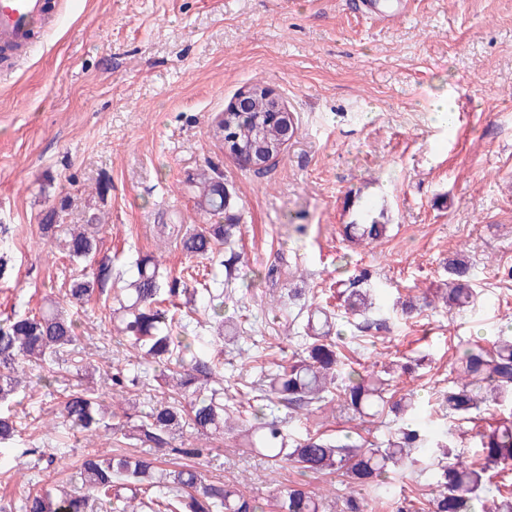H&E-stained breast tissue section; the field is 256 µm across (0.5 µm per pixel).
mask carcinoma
I'll return each instance as SVG.
<instances>
[{"label":"carcinoma","instance_id":"1","mask_svg":"<svg viewBox=\"0 0 512 512\" xmlns=\"http://www.w3.org/2000/svg\"><path fill=\"white\" fill-rule=\"evenodd\" d=\"M254 112L237 123L240 142L275 141L278 129L267 124L261 98L253 100ZM67 198L43 216V229L66 251L71 262L81 266L79 275L68 282L67 295L77 303L103 293L112 280L107 264L92 267L99 240L93 223L72 226L59 223ZM198 206L210 215L225 213L224 224H203L180 239L182 250L192 257L224 268L219 280L207 270L191 268L183 279L168 280L150 255L135 261L136 276L127 283L126 300L113 310L119 329L134 340L151 364L168 372L173 392L189 399L156 404L135 421L127 420L128 438L151 448H166L188 464L167 470L157 459L134 455L86 453L79 463L81 486L74 490H33L22 499L20 512H93L110 507L112 512H265L256 500L236 486L222 481L206 482L190 465L209 452L207 448H177L173 435L189 427L201 433L224 434L230 405L224 403V379L216 364L197 351L201 336L189 334L192 317L175 299L194 284L193 293L204 299L203 315L221 329L229 322L224 310V288L239 279L235 251L238 227L228 212L224 185L205 175L200 182ZM351 238L374 242L386 233V225L376 219L366 224H349ZM224 252L216 253L217 246ZM471 268L460 262L448 264V283L443 299L463 308L472 297ZM367 294L350 291L341 307L346 317L365 315ZM332 312L316 307L307 313L299 335L300 352L288 366L267 370L250 386L244 413L257 421L246 435L247 446L274 465L290 463L304 473H337L360 486H373L387 493L391 476L428 473L434 491L425 501L404 499L397 512H473L481 494L492 489L500 494L494 512H512V420L502 418L487 431L478 433V456L469 462L452 453L446 432L431 431L414 421L398 420L381 442H356L350 437L323 433H295L294 420L313 413L340 397L344 407L360 416L387 403L391 372L366 374L355 368L346 373L341 389H336L338 344L325 330ZM78 340L76 325L64 311L50 304L37 313L15 312L0 321V471L9 472L15 459L12 448L20 433L11 407L32 385L46 381L35 373L51 369L61 355ZM453 380L446 402L448 416L469 420L483 409L512 405V339L500 337L486 349H465L451 371ZM284 408V416L275 411ZM62 423L72 431L96 432L110 429L112 413L98 398L73 385L66 391L59 412ZM506 475L508 483L494 477ZM319 496L303 484L285 489L276 500V512H321Z\"/></svg>","mask_w":512,"mask_h":512}]
</instances>
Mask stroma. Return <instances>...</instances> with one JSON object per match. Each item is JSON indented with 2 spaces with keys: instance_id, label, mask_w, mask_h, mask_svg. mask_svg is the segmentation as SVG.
I'll list each match as a JSON object with an SVG mask.
<instances>
[{
  "instance_id": "35a3bbf8",
  "label": "stroma",
  "mask_w": 512,
  "mask_h": 512,
  "mask_svg": "<svg viewBox=\"0 0 512 512\" xmlns=\"http://www.w3.org/2000/svg\"><path fill=\"white\" fill-rule=\"evenodd\" d=\"M359 0H66L36 44L13 67L0 59V224L8 225V272L0 277V319L61 303L75 319V351L49 383L17 408L22 447L54 448L39 467L22 462L0 475V505L17 508L28 489L78 486L88 451L140 454L120 432L93 437L52 425L70 384L134 414L168 401L159 370L138 387L112 376L139 372L136 352L105 320L107 305L149 254L161 275L195 265L179 228L205 223L191 183L216 169L239 218L235 250L243 282L232 285L226 336L200 327L203 350L224 367V386L244 391L262 369L288 364L302 305L339 310L361 270L379 332L337 322L344 363L409 364L389 394L417 397V419L452 433L457 452L475 456L477 434L502 411L467 422L443 404L449 372L464 348L512 335V0H414L392 23L368 18ZM261 85L280 96L296 131L265 167L243 166L217 124L237 94ZM447 97L452 124L432 118ZM108 182L98 196L99 182ZM65 224L98 216L96 260L112 266L110 294L67 302L68 257L44 236L41 219L61 198ZM374 217L380 241L349 239L345 227ZM471 266L476 301L461 310L425 305L448 279L450 260ZM415 306L402 311L403 303ZM325 408L296 421L299 432L384 438L386 422ZM174 444L209 447L201 475L267 504L295 482L326 494L323 512H341L346 479L269 466L231 433L194 430Z\"/></svg>"
}]
</instances>
